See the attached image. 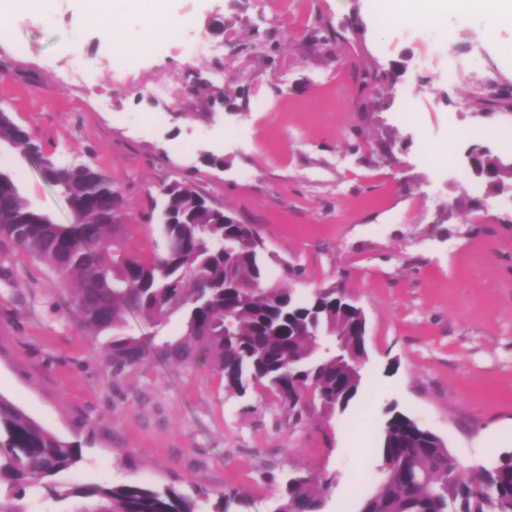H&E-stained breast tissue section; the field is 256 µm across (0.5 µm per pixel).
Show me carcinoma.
Here are the masks:
<instances>
[{
	"label": "carcinoma",
	"instance_id": "carcinoma-1",
	"mask_svg": "<svg viewBox=\"0 0 512 512\" xmlns=\"http://www.w3.org/2000/svg\"><path fill=\"white\" fill-rule=\"evenodd\" d=\"M345 39L343 30L323 21L310 40L327 45ZM388 78L378 69L356 73L362 99ZM489 111L512 112V83L485 99ZM22 148L46 160L41 146L0 112V144ZM486 177L496 190L512 181V165L489 164ZM75 223L59 224L34 209L12 177L0 171V237L45 264L61 282L78 283L72 309L86 333L105 336L106 362L117 371L148 364L154 349L125 333L126 315L138 312L157 321L183 314L181 336L165 342L160 354L220 375L224 387L244 394L259 386L289 409L317 401L323 409L345 411L357 397L366 359L358 307L338 301L332 287L298 299L285 268L268 280L260 233L251 224H226L224 212L208 204L193 185L175 182L164 189L165 248L144 259L129 249L128 214L112 223V203L123 201L112 180L91 164L45 167ZM380 464L373 488L355 480L357 512H512V452L472 473L448 471L447 444L394 412L380 440ZM81 459L79 449L62 441L19 407L0 397V512H28L37 483L66 471ZM331 480L294 475L277 512H322ZM84 499L74 512H199L200 489L191 497L174 486L153 489L132 482L73 489Z\"/></svg>",
	"mask_w": 512,
	"mask_h": 512
}]
</instances>
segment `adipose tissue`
<instances>
[{"instance_id": "1", "label": "adipose tissue", "mask_w": 512, "mask_h": 512, "mask_svg": "<svg viewBox=\"0 0 512 512\" xmlns=\"http://www.w3.org/2000/svg\"><path fill=\"white\" fill-rule=\"evenodd\" d=\"M477 11L487 18L486 39H493L499 26L512 25V0H382V20L410 24L436 23L447 12Z\"/></svg>"}]
</instances>
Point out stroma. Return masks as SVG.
<instances>
[{
	"instance_id": "obj_1",
	"label": "stroma",
	"mask_w": 512,
	"mask_h": 512,
	"mask_svg": "<svg viewBox=\"0 0 512 512\" xmlns=\"http://www.w3.org/2000/svg\"><path fill=\"white\" fill-rule=\"evenodd\" d=\"M168 0L177 39L133 65L83 20V0L41 16L13 0L0 29V107L61 163L109 176L130 217V248L164 247L162 191L192 183L212 207L254 225L269 277L295 270L297 296L344 285L367 321L362 386L345 411L295 414L262 389L238 395L209 371L153 359L115 374L104 337L72 312V291L0 238V396L82 459L58 480L137 482L224 493L230 512H275L288 475L333 480L324 512H356L353 480L372 477L391 411L420 422L469 470L512 451V201L480 208L471 144L512 157V114L483 116L512 80V28L482 43L479 14L383 25L377 0ZM346 39L312 46L316 21ZM80 61L82 79L57 74ZM392 71L365 112L353 71ZM474 128L476 139L449 141ZM446 156L443 168L425 151ZM0 170L56 222L60 189L19 150ZM452 217H445V210ZM128 313L155 346L180 336Z\"/></svg>"
}]
</instances>
